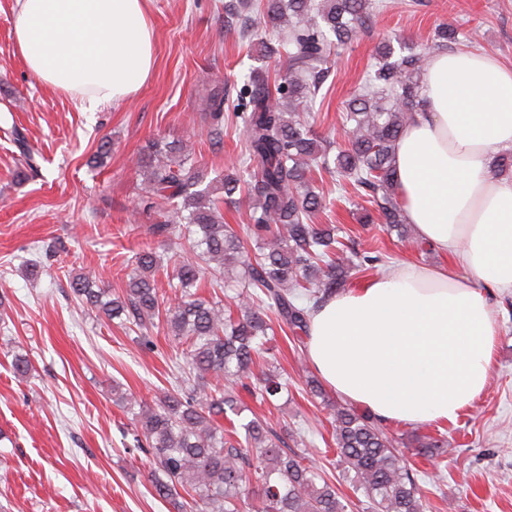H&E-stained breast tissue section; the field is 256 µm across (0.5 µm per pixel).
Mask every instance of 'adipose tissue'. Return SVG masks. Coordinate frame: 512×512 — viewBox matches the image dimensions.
Segmentation results:
<instances>
[{"instance_id":"obj_1","label":"adipose tissue","mask_w":512,"mask_h":512,"mask_svg":"<svg viewBox=\"0 0 512 512\" xmlns=\"http://www.w3.org/2000/svg\"><path fill=\"white\" fill-rule=\"evenodd\" d=\"M14 44L43 86L83 110L128 101L154 64L146 0H16ZM422 105L395 147L407 223L448 264L401 262L329 297L306 353L325 385L381 423L449 424L487 386L499 336L488 290H512V67L445 52L421 75Z\"/></svg>"}]
</instances>
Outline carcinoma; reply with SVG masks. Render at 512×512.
Wrapping results in <instances>:
<instances>
[{"instance_id": "carcinoma-1", "label": "carcinoma", "mask_w": 512, "mask_h": 512, "mask_svg": "<svg viewBox=\"0 0 512 512\" xmlns=\"http://www.w3.org/2000/svg\"><path fill=\"white\" fill-rule=\"evenodd\" d=\"M372 0H266V24L277 30L288 68L276 90L259 72L249 75L247 99L233 105L247 131L248 150L232 174L207 178L195 152L183 144L151 143L139 159L145 195L142 205L159 213L149 234L160 243L186 240L176 271L181 300L162 308L156 284L161 255L146 242L135 254V273L125 294L112 296L105 282L79 276L73 293L109 319L149 331L165 316L168 331L186 344L182 392L166 390L154 404L127 396L118 400L140 426L136 443L149 449L154 495L182 512L189 502L201 512H240L253 494L252 512H345L336 489L303 454L284 448L277 431L254 417L224 429L220 419L235 410L243 389L264 403L288 390L277 375L256 371L276 362V330L308 335L313 305L343 290L351 271L382 261L371 248L350 247L336 237V226L312 224L323 198L311 187V170L336 177L371 203L364 222L405 233L394 155L411 112L421 104L420 77L426 56L457 43L452 27H440L420 49L383 43L376 69L347 100L343 125L347 142L330 155L331 143L311 130L310 106L328 75L323 67L331 47L351 43L372 16ZM224 87L207 91L202 111L213 144L221 141ZM495 176L512 174V153L491 164ZM250 186L251 223L241 235L224 223L214 195L231 202ZM207 279L232 293L236 312L219 298L195 296ZM312 395L331 410L336 454L352 487L371 512H425L426 504L407 459L367 411L325 398L308 382Z\"/></svg>"}]
</instances>
